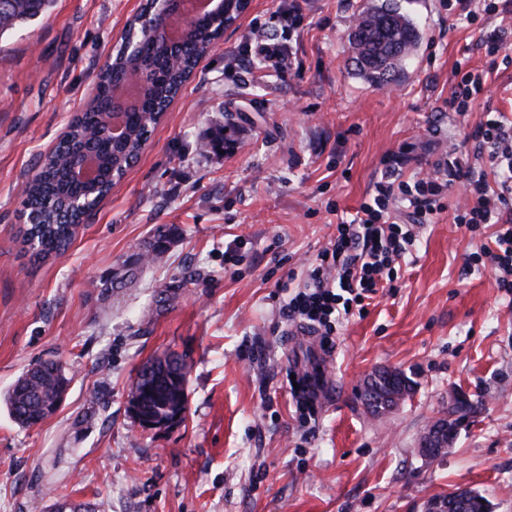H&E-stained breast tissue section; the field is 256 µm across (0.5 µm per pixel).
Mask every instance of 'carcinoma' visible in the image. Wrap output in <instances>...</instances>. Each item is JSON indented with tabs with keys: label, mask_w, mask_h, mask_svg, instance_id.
<instances>
[{
	"label": "carcinoma",
	"mask_w": 512,
	"mask_h": 512,
	"mask_svg": "<svg viewBox=\"0 0 512 512\" xmlns=\"http://www.w3.org/2000/svg\"><path fill=\"white\" fill-rule=\"evenodd\" d=\"M147 0L127 26L138 45L136 52L119 46L112 61L96 76V93L83 112L69 122L67 132L26 184L23 242L39 260L65 251L76 236L86 211L73 208L76 201L92 210L132 167L147 144L161 113L193 74L199 60L212 50L224 28L205 15L185 25L182 45L170 56L160 53L164 17ZM55 0H12L0 13V38L17 27L43 18ZM352 65L373 84L384 87L405 75L420 41L413 20L401 11L397 0L361 12L348 33ZM150 70V79L130 106L114 108V95L122 91L130 72ZM121 119L120 135L112 133ZM94 155L98 175L92 180L76 176L74 168L85 153ZM189 365L179 355L156 358L144 364L132 384L130 411L138 422L169 421L186 410ZM71 383L62 364L38 362L29 367L4 395L13 421L33 427L50 417ZM455 512H491L486 496L473 490Z\"/></svg>",
	"instance_id": "cac0c4a2"
}]
</instances>
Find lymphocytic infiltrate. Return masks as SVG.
Returning a JSON list of instances; mask_svg holds the SVG:
<instances>
[{"mask_svg":"<svg viewBox=\"0 0 512 512\" xmlns=\"http://www.w3.org/2000/svg\"><path fill=\"white\" fill-rule=\"evenodd\" d=\"M448 109L466 117L484 91L481 73L456 68ZM486 169L459 167L454 179L464 194L455 205L456 224L474 229L495 223V251L490 258L498 288L512 296V119L501 112L482 113L471 133ZM445 185L438 171L414 182L386 175L375 195L360 206L353 220L338 225L337 234L317 253L306 280L281 307L286 325L317 337L324 353L336 348V328L353 315H365L366 299L392 282L398 260L415 247L421 230L442 212ZM406 206L411 223L389 221L392 209Z\"/></svg>","mask_w":512,"mask_h":512,"instance_id":"1","label":"lymphocytic infiltrate"}]
</instances>
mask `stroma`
Instances as JSON below:
<instances>
[{"label":"stroma","mask_w":512,"mask_h":512,"mask_svg":"<svg viewBox=\"0 0 512 512\" xmlns=\"http://www.w3.org/2000/svg\"><path fill=\"white\" fill-rule=\"evenodd\" d=\"M141 3L56 0L48 19L0 39V396L42 360L72 379L31 428L0 403V512H418L459 486L512 512V299L480 252L496 225L458 226L444 197L392 287L338 328L330 357L280 315L288 271L305 275L385 169L411 182L474 162L472 121L512 114V63L481 45L512 30V5L465 22L448 0H400L422 41L406 77L376 87L346 40L368 0H305L298 18L291 0H252L69 249L33 260L25 185ZM263 43L282 57L259 56ZM459 62L487 81L466 122L448 110ZM219 130L223 152L202 151ZM161 228L162 259L138 267ZM169 353L191 365L185 418L146 429L129 410L133 380ZM294 363L323 381L312 428L289 393ZM380 368L404 371L415 393L374 416L361 393ZM455 388L480 413L425 462L419 436Z\"/></svg>","instance_id":"obj_1"}]
</instances>
